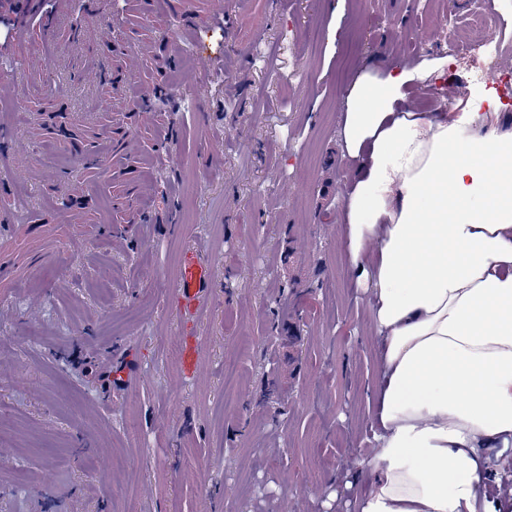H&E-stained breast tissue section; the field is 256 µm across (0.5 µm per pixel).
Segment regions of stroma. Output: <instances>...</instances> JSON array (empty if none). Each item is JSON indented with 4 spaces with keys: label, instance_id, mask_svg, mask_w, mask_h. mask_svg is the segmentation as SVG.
<instances>
[{
    "label": "stroma",
    "instance_id": "obj_1",
    "mask_svg": "<svg viewBox=\"0 0 512 512\" xmlns=\"http://www.w3.org/2000/svg\"><path fill=\"white\" fill-rule=\"evenodd\" d=\"M56 0L57 30L0 59V126L19 128L0 199V512H355L381 339L341 236L347 96L367 73L497 39L512 77V0ZM186 33L222 57L184 62ZM142 48L130 63L129 42ZM260 44L255 66L248 47ZM96 143L91 167L74 144ZM61 157L46 171L44 155ZM69 207H62V198ZM21 224H36L29 235ZM216 281L199 362L168 352L185 253ZM136 363L112 388L126 352ZM240 360V386L224 364ZM483 494L512 512V447ZM353 489H345V482Z\"/></svg>",
    "mask_w": 512,
    "mask_h": 512
}]
</instances>
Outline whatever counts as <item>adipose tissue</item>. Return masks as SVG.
Segmentation results:
<instances>
[{
	"label": "adipose tissue",
	"mask_w": 512,
	"mask_h": 512,
	"mask_svg": "<svg viewBox=\"0 0 512 512\" xmlns=\"http://www.w3.org/2000/svg\"><path fill=\"white\" fill-rule=\"evenodd\" d=\"M422 67L353 85L343 218L382 342L372 489L357 512H492L484 448L512 446V130L476 85L406 112Z\"/></svg>",
	"instance_id": "adipose-tissue-1"
}]
</instances>
